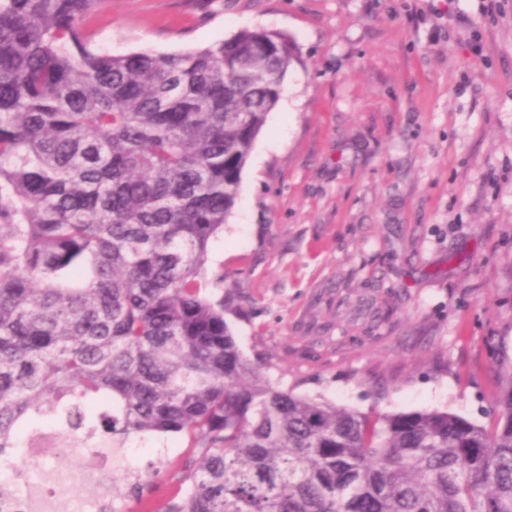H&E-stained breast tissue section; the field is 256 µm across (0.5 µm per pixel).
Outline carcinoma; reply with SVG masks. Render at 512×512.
Wrapping results in <instances>:
<instances>
[{"label":"carcinoma","instance_id":"cac0c4a2","mask_svg":"<svg viewBox=\"0 0 512 512\" xmlns=\"http://www.w3.org/2000/svg\"><path fill=\"white\" fill-rule=\"evenodd\" d=\"M103 0H0V457L41 428L201 449L166 512H512V369L478 424L275 386L207 293L295 42L110 55Z\"/></svg>","mask_w":512,"mask_h":512}]
</instances>
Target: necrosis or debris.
I'll list each match as a JSON object with an SVG mask.
<instances>
[{
    "instance_id": "obj_1",
    "label": "necrosis or debris",
    "mask_w": 512,
    "mask_h": 512,
    "mask_svg": "<svg viewBox=\"0 0 512 512\" xmlns=\"http://www.w3.org/2000/svg\"><path fill=\"white\" fill-rule=\"evenodd\" d=\"M67 451L82 458L84 467L50 463V456ZM112 457V449L87 448L79 441L64 445L48 431L26 440L10 477L0 481V512H102L101 500L87 497L84 487L111 479Z\"/></svg>"
}]
</instances>
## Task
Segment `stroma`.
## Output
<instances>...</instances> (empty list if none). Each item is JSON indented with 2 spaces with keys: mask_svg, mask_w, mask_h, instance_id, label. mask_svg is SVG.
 Instances as JSON below:
<instances>
[{
  "mask_svg": "<svg viewBox=\"0 0 512 512\" xmlns=\"http://www.w3.org/2000/svg\"><path fill=\"white\" fill-rule=\"evenodd\" d=\"M484 4L104 0L88 19L114 55L245 29L295 41L209 254L226 321L280 388L370 415L490 420L512 367V0ZM199 462L174 438L130 440L118 512H164Z\"/></svg>",
  "mask_w": 512,
  "mask_h": 512,
  "instance_id": "35a3bbf8",
  "label": "stroma"
}]
</instances>
